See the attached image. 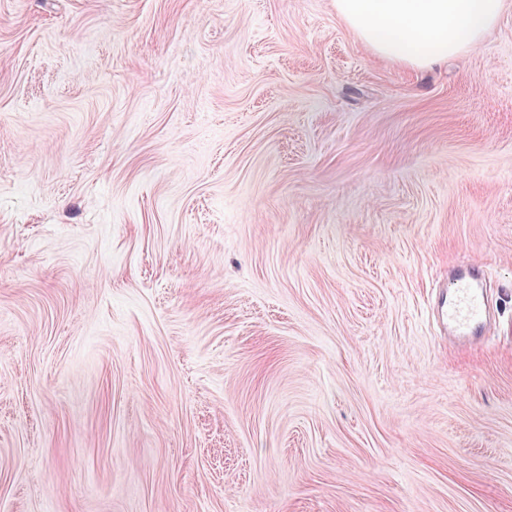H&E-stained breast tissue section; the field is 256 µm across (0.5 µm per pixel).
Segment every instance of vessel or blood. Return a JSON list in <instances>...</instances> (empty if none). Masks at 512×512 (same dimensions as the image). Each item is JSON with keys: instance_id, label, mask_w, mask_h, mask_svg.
Returning a JSON list of instances; mask_svg holds the SVG:
<instances>
[{"instance_id": "obj_1", "label": "vessel or blood", "mask_w": 512, "mask_h": 512, "mask_svg": "<svg viewBox=\"0 0 512 512\" xmlns=\"http://www.w3.org/2000/svg\"><path fill=\"white\" fill-rule=\"evenodd\" d=\"M448 283L434 301L436 317L449 337L466 345L483 337L490 312L483 264L468 261L449 266Z\"/></svg>"}]
</instances>
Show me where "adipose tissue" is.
<instances>
[{
  "mask_svg": "<svg viewBox=\"0 0 512 512\" xmlns=\"http://www.w3.org/2000/svg\"><path fill=\"white\" fill-rule=\"evenodd\" d=\"M334 7L377 57L423 70L480 44L507 0H334Z\"/></svg>",
  "mask_w": 512,
  "mask_h": 512,
  "instance_id": "obj_1",
  "label": "adipose tissue"
}]
</instances>
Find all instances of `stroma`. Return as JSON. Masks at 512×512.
I'll return each mask as SVG.
<instances>
[{
    "label": "stroma",
    "mask_w": 512,
    "mask_h": 512,
    "mask_svg": "<svg viewBox=\"0 0 512 512\" xmlns=\"http://www.w3.org/2000/svg\"><path fill=\"white\" fill-rule=\"evenodd\" d=\"M0 512H512V6L0 0ZM507 0H334L337 17L377 57L423 70L474 48ZM483 263L462 262L448 267V289L438 293L434 310L443 330L464 346L482 338L490 312L484 291Z\"/></svg>",
    "instance_id": "obj_1"
}]
</instances>
